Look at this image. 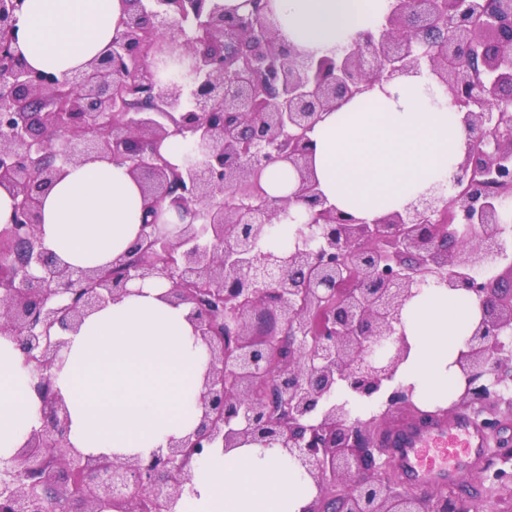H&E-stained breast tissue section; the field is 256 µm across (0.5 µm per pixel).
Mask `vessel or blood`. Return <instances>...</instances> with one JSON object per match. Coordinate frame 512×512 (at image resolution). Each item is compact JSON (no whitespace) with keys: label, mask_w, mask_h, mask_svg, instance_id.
<instances>
[{"label":"vessel or blood","mask_w":512,"mask_h":512,"mask_svg":"<svg viewBox=\"0 0 512 512\" xmlns=\"http://www.w3.org/2000/svg\"><path fill=\"white\" fill-rule=\"evenodd\" d=\"M395 448V465L408 489L447 488L456 480L455 464L475 467L488 451V434L470 415L441 416L422 425L395 419L387 433Z\"/></svg>","instance_id":"b4317fda"}]
</instances>
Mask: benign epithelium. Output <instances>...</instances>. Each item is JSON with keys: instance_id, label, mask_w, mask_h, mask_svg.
<instances>
[{"instance_id": "benign-epithelium-1", "label": "benign epithelium", "mask_w": 512, "mask_h": 512, "mask_svg": "<svg viewBox=\"0 0 512 512\" xmlns=\"http://www.w3.org/2000/svg\"><path fill=\"white\" fill-rule=\"evenodd\" d=\"M247 2L238 13L218 0H124L106 49L60 79L16 47L23 0H0V186L13 199L0 227V331L33 363L36 393L53 385L57 330L79 328L135 281L171 284L209 358L196 429L146 460L83 455L62 398L46 396L42 429L0 458V512H172L187 456L216 444L283 449L317 487L309 512H461L388 480L386 449L350 405L394 381L409 349L402 309L430 279L482 309L458 358L462 398L483 408L512 388V279L496 273L505 262L512 274V111L498 99L512 87V0H392L379 28L320 58L278 39L267 0ZM148 41L189 57L191 76L159 80ZM422 69L464 113L458 192L371 224L344 216L311 173L308 133L366 86ZM175 134L207 149L204 166L158 155ZM92 156L128 165L145 220L108 267L74 271L42 247L39 198L63 166ZM278 161L298 174L293 197L253 195L257 171ZM293 199L310 214L294 247L262 249ZM170 210L189 222L168 231L159 219ZM412 395L401 385L387 405Z\"/></svg>"}]
</instances>
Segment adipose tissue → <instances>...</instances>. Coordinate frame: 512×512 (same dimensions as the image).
I'll list each match as a JSON object with an SVG mask.
<instances>
[{
	"label": "adipose tissue",
	"mask_w": 512,
	"mask_h": 512,
	"mask_svg": "<svg viewBox=\"0 0 512 512\" xmlns=\"http://www.w3.org/2000/svg\"><path fill=\"white\" fill-rule=\"evenodd\" d=\"M278 35L324 55L380 25L388 0H270ZM122 0H24L17 48L34 70L63 77L110 43ZM310 165L339 210L371 222L449 185L467 142L462 115L427 72L374 84L333 111L310 134ZM44 248L71 269L110 265L137 240L144 200L127 165L90 158L64 166L41 196ZM163 281L135 283L121 301L64 332L53 370L69 411L68 440L89 455L149 458L192 433L203 412L206 348L186 306L166 299ZM410 350L397 379L428 405L450 407L464 386L455 364L481 319L469 292L418 286L403 308ZM13 337L0 333V456L42 426L40 402ZM310 477L276 448L209 449L188 475L174 512H305Z\"/></svg>",
	"instance_id": "adipose-tissue-1"
}]
</instances>
